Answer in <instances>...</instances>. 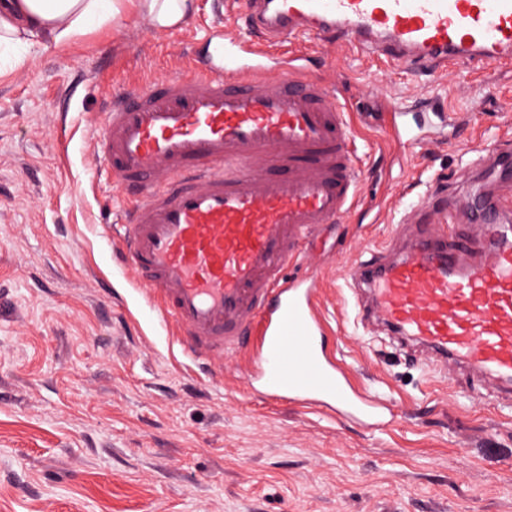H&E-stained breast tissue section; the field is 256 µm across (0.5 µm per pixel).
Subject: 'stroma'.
I'll return each mask as SVG.
<instances>
[{
  "label": "stroma",
  "instance_id": "stroma-1",
  "mask_svg": "<svg viewBox=\"0 0 512 512\" xmlns=\"http://www.w3.org/2000/svg\"><path fill=\"white\" fill-rule=\"evenodd\" d=\"M228 2L194 0L163 34L130 12L64 46L36 35L0 51V512H512V411L496 385L430 373L367 334L342 280L430 180L495 189L471 169L477 145L512 135V65L439 75L338 40L300 45L348 106L361 196L302 264L321 274L327 349L395 423L255 396L247 344L203 369L114 267L104 226L122 201L100 175V111L180 74ZM424 97L468 119L405 168L383 102Z\"/></svg>",
  "mask_w": 512,
  "mask_h": 512
}]
</instances>
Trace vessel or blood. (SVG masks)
Returning a JSON list of instances; mask_svg holds the SVG:
<instances>
[{
  "instance_id": "1",
  "label": "vessel or blood",
  "mask_w": 512,
  "mask_h": 512,
  "mask_svg": "<svg viewBox=\"0 0 512 512\" xmlns=\"http://www.w3.org/2000/svg\"><path fill=\"white\" fill-rule=\"evenodd\" d=\"M247 6L259 39L213 33L187 73L128 86L104 104L96 151L125 201L113 257L194 357L221 363L256 336L249 388L378 428L393 420L391 408L355 388L322 345L317 280L287 274L312 234L356 203V152L332 87L308 76L304 57L272 48L337 35L400 64L482 68L512 59V0ZM455 120L426 100L388 113L403 150ZM455 209L468 221L461 237L448 232ZM345 283L367 294L360 323L381 322L433 366L512 385V183L478 204L439 191L413 204Z\"/></svg>"
}]
</instances>
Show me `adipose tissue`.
Returning a JSON list of instances; mask_svg holds the SVG:
<instances>
[{"mask_svg":"<svg viewBox=\"0 0 512 512\" xmlns=\"http://www.w3.org/2000/svg\"><path fill=\"white\" fill-rule=\"evenodd\" d=\"M192 0H0V45L42 35L66 45L93 25H105L134 10L165 32L182 24Z\"/></svg>","mask_w":512,"mask_h":512,"instance_id":"obj_1","label":"adipose tissue"}]
</instances>
